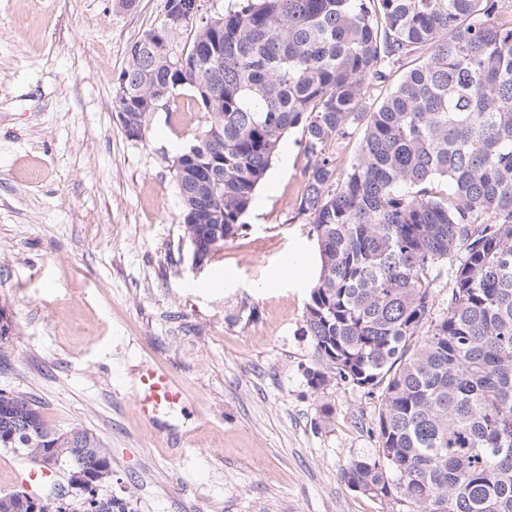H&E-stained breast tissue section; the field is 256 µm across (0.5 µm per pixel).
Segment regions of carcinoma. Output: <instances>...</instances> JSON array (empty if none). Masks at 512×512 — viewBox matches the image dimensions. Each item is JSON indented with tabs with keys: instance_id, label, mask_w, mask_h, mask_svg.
Masks as SVG:
<instances>
[{
	"instance_id": "cac0c4a2",
	"label": "carcinoma",
	"mask_w": 512,
	"mask_h": 512,
	"mask_svg": "<svg viewBox=\"0 0 512 512\" xmlns=\"http://www.w3.org/2000/svg\"><path fill=\"white\" fill-rule=\"evenodd\" d=\"M128 54L114 102L136 139L148 95L188 90L204 113L175 162L190 242L242 230L282 137L301 131L297 212L320 255L307 383L381 400L377 449L349 462L347 486L398 512H512V15L499 0H238L179 56L161 30ZM368 85L381 97L365 112ZM358 129L342 168L336 147ZM30 416L20 454L52 448L62 474L39 512H85L94 475L101 512H134L112 496L100 438L78 426L80 444L59 441L25 396L0 405V450ZM31 509L30 493H0V512Z\"/></svg>"
}]
</instances>
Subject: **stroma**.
<instances>
[{
  "mask_svg": "<svg viewBox=\"0 0 512 512\" xmlns=\"http://www.w3.org/2000/svg\"><path fill=\"white\" fill-rule=\"evenodd\" d=\"M165 14L166 0H0V390L59 430L96 433L134 512H393L341 478L377 447V398L305 376L320 259L296 211L299 132L281 139L243 230L197 270L174 161L201 112L182 92L142 139L121 130L114 82ZM301 245L303 277L269 287ZM147 363L185 398L159 430L132 402ZM0 471V492L55 481L6 451Z\"/></svg>",
  "mask_w": 512,
  "mask_h": 512,
  "instance_id": "stroma-1",
  "label": "stroma"
}]
</instances>
